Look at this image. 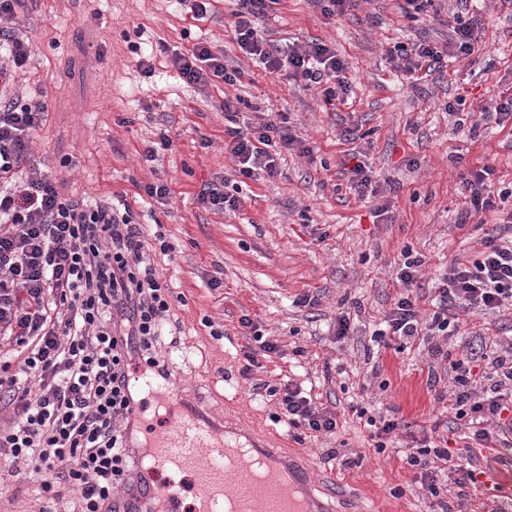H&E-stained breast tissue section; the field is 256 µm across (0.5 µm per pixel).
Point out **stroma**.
Masks as SVG:
<instances>
[{
	"label": "stroma",
	"mask_w": 512,
	"mask_h": 512,
	"mask_svg": "<svg viewBox=\"0 0 512 512\" xmlns=\"http://www.w3.org/2000/svg\"><path fill=\"white\" fill-rule=\"evenodd\" d=\"M400 2L360 0L351 14L328 19L311 0H283L270 13L265 28L280 47L320 39L347 61L351 92L335 105L242 56L230 0H214L199 21L173 0H30L22 18L34 56L18 84L30 94L50 90L31 164L55 178L63 196L128 204L175 247L173 256L156 258L172 291L161 346L173 359L171 386L209 421L235 419L241 439L301 454L315 479H334L352 512H428L405 453L447 433L448 404L436 400L427 378L432 368L445 375L449 362L432 363L420 336L398 349L371 340L400 289L401 253L422 259L420 307L430 310L449 264L497 232L492 221L460 223L469 207L464 174L487 164L495 169L493 192L512 186V125L456 131L448 120L449 111L491 109L512 92V0H447L446 11L480 20L484 48L476 60L449 59L414 85L385 48L422 36L442 42L448 27L406 18ZM202 39L244 71L242 84L187 86L163 53L153 77L137 68L133 45L183 51ZM90 64L96 73L87 82L81 71ZM228 95L247 103L241 122L282 112L310 155H286L274 177L241 180L224 153ZM163 129L171 149L143 162L145 145ZM358 153L388 189L383 216L347 185L344 173ZM157 176L171 189L162 204L142 190ZM219 177L240 184L236 211L217 214L198 202L202 186ZM306 295L315 305L303 304ZM342 313L351 322L345 336L336 333ZM245 316L282 346L247 380ZM291 377L336 408L335 433L302 438L278 421L264 386ZM361 402L399 422L384 453L375 452L373 430L354 410ZM396 488L403 496L393 497Z\"/></svg>",
	"instance_id": "obj_1"
}]
</instances>
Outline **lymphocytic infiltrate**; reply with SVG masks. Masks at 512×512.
I'll list each match as a JSON object with an SVG mask.
<instances>
[{
    "mask_svg": "<svg viewBox=\"0 0 512 512\" xmlns=\"http://www.w3.org/2000/svg\"><path fill=\"white\" fill-rule=\"evenodd\" d=\"M28 0H0V469L38 482L46 499L58 501L57 481L70 483L81 512H112L114 493L130 490L139 477L135 453L125 443L130 413L127 389L130 349L160 379L171 372L157 352L170 312L169 285L153 251H175L162 233L148 235L131 209L104 197H64L54 179L26 168L33 134L44 123L47 91L21 100L9 95L32 56L18 23ZM280 0H232L234 40L246 57L269 73L320 89L325 101H346L350 84L336 48L316 39L282 49L262 25ZM477 22L457 23L447 40L427 38L389 46L386 55L408 82L422 80L445 58H471L482 49ZM170 65L186 84L236 85L243 76L209 42L171 53ZM224 151L239 175L274 176L280 150L302 151L282 113L225 131ZM419 258L404 256L398 271L403 289L373 336H431L433 360L450 361L448 403L452 423L466 442L453 452L426 445L406 463L439 512H449L444 484L475 483L479 448L499 447L512 434V343L484 336L481 345L450 360L441 337L457 335L461 316L512 311V239L491 236L477 254L456 258L440 278L430 315H422ZM287 424L312 436L336 431L338 415L289 380L267 386Z\"/></svg>",
    "mask_w": 512,
    "mask_h": 512,
    "instance_id": "1",
    "label": "lymphocytic infiltrate"
}]
</instances>
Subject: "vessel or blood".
Wrapping results in <instances>:
<instances>
[{
	"label": "vessel or blood",
	"instance_id": "1",
	"mask_svg": "<svg viewBox=\"0 0 512 512\" xmlns=\"http://www.w3.org/2000/svg\"><path fill=\"white\" fill-rule=\"evenodd\" d=\"M134 376L139 398L131 405L127 443L133 448L147 447L157 467L143 470L144 480L132 492L113 498L114 512H154L158 507L164 512H182V499L172 478L176 472L191 477L194 512H222L221 504L227 499L236 500L240 512H297L294 486L306 483V462L283 466L274 449H262V456L274 465L273 476L266 485L246 493L247 473L224 467L231 440L217 435L201 413L184 409L181 396L155 374L139 367ZM152 404L164 410L156 425L144 417Z\"/></svg>",
	"mask_w": 512,
	"mask_h": 512
}]
</instances>
